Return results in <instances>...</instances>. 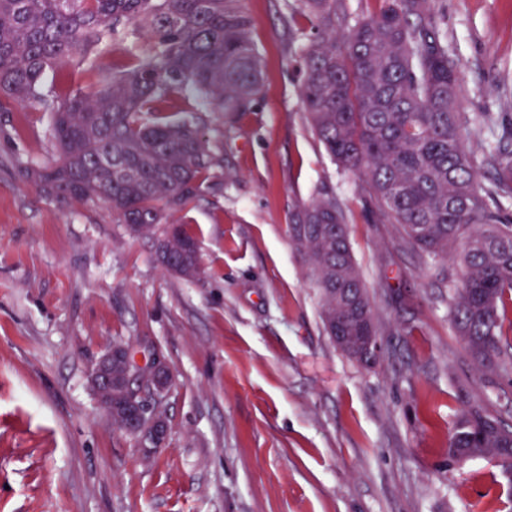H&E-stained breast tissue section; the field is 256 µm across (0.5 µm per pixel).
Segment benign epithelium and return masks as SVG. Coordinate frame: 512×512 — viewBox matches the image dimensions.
Wrapping results in <instances>:
<instances>
[{"mask_svg":"<svg viewBox=\"0 0 512 512\" xmlns=\"http://www.w3.org/2000/svg\"><path fill=\"white\" fill-rule=\"evenodd\" d=\"M358 347L364 358L380 355L376 336L359 337ZM119 365L120 360L113 351L102 353L91 368V384L102 407L121 420L122 427L137 436L147 452L153 453L166 441V421L159 410L150 407V401H158L168 393L173 381L171 369L164 358L155 353L146 365L127 371L126 383L136 396L128 397L129 403L121 405L119 414L112 409V380L120 379Z\"/></svg>","mask_w":512,"mask_h":512,"instance_id":"obj_1","label":"benign epithelium"}]
</instances>
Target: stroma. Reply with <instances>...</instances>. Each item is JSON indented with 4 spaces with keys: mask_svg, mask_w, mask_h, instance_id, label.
Here are the masks:
<instances>
[{
    "mask_svg": "<svg viewBox=\"0 0 512 512\" xmlns=\"http://www.w3.org/2000/svg\"><path fill=\"white\" fill-rule=\"evenodd\" d=\"M464 111L512 113V0H435ZM264 64L250 111L208 113L223 189L179 218L201 270L166 272L156 238L99 203L46 199L25 177L56 153L45 102L99 83L48 70L43 102L0 112V512H512V475L448 463L467 403L512 428V378L480 369L448 316L444 261L374 222L303 110L286 0H246ZM330 188L375 306L371 366L336 348L291 242L290 215ZM158 352L173 384L163 448L99 404L89 370L113 338Z\"/></svg>",
    "mask_w": 512,
    "mask_h": 512,
    "instance_id": "35a3bbf8",
    "label": "stroma"
}]
</instances>
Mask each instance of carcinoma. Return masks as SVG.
Masks as SVG:
<instances>
[{"label": "carcinoma", "mask_w": 512, "mask_h": 512, "mask_svg": "<svg viewBox=\"0 0 512 512\" xmlns=\"http://www.w3.org/2000/svg\"><path fill=\"white\" fill-rule=\"evenodd\" d=\"M371 15L343 0H294L288 28L301 39L303 109L333 160L365 182L372 211L405 242L448 261V314L470 355L512 375V116L462 111L464 80L432 0H380ZM305 18L309 31L296 27ZM245 0H0V110L40 99L44 73L78 61L100 89L52 109L57 158L26 178L44 196L101 202L134 234H153L164 268L200 271L194 237L169 216L223 187L224 156L205 134V113L247 112L263 85ZM120 49L112 65L101 46ZM196 104L167 114L177 97ZM488 166L491 186L480 171ZM289 234L308 262L329 336L378 329L352 255L347 213L323 190L291 216ZM512 456V430L479 402L448 438L449 459Z\"/></svg>", "instance_id": "cac0c4a2"}]
</instances>
